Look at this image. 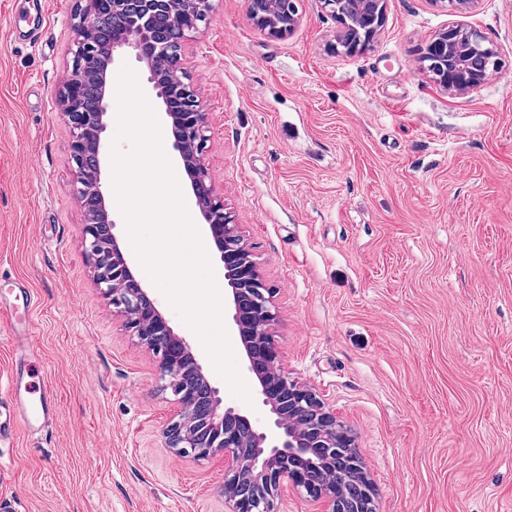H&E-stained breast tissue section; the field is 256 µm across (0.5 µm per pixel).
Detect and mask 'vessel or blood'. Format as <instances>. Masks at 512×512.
<instances>
[{"label": "vessel or blood", "mask_w": 512, "mask_h": 512, "mask_svg": "<svg viewBox=\"0 0 512 512\" xmlns=\"http://www.w3.org/2000/svg\"><path fill=\"white\" fill-rule=\"evenodd\" d=\"M35 305L34 294L21 286L16 287L14 300L0 299V319L7 323L15 355L8 378L7 407L30 434L52 426L59 415V400L54 391L44 387L39 394H32L28 382L30 366L37 359Z\"/></svg>", "instance_id": "1"}]
</instances>
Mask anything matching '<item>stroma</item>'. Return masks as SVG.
I'll return each mask as SVG.
<instances>
[{"label": "stroma", "mask_w": 512, "mask_h": 512, "mask_svg": "<svg viewBox=\"0 0 512 512\" xmlns=\"http://www.w3.org/2000/svg\"><path fill=\"white\" fill-rule=\"evenodd\" d=\"M273 37L217 0L185 73L210 118L204 159L273 285L291 379L353 430L376 512H512V0H387L363 52L337 50L320 0ZM74 0H0V294L24 279L39 365L61 405L0 445V512H224V459L165 446L170 392L79 246L84 213L57 92ZM455 22L500 62L453 94L421 62ZM114 233L225 405L257 424Z\"/></svg>", "instance_id": "obj_1"}]
</instances>
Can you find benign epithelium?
I'll return each instance as SVG.
<instances>
[{"label": "benign epithelium", "instance_id": "1", "mask_svg": "<svg viewBox=\"0 0 512 512\" xmlns=\"http://www.w3.org/2000/svg\"><path fill=\"white\" fill-rule=\"evenodd\" d=\"M215 0H75L71 15V65L58 90L71 132L67 162L74 171L72 191L85 212L80 232L84 258L95 284L112 302L130 335L158 358V380L171 392L170 420L163 434L166 447L198 464L224 455L225 512H277L275 501L292 489L323 512H376L374 486L360 457L355 436L336 410L313 388L288 376L272 333L278 319L276 289L261 276L252 247L240 225L215 193L202 154L209 140V113L184 76V48L215 10ZM288 0H251L249 18L271 36H284L299 23L297 8L280 11ZM374 25L364 41L345 48L358 53L383 25L385 0H356ZM466 30L454 23L427 45L425 56L448 55L452 73L462 82H436L446 90L470 92L488 76L474 70L456 36ZM130 52L143 62L158 90L171 123L173 146L188 176L195 204L206 221L224 265L230 290V315L245 367L272 421L260 428L241 410L222 407L218 390L203 373L185 337L177 334L157 300L134 275L113 233L114 221L103 188L102 160L110 107L108 86L115 56ZM347 455L364 496L353 500L344 487L327 477L326 468Z\"/></svg>", "mask_w": 512, "mask_h": 512}]
</instances>
